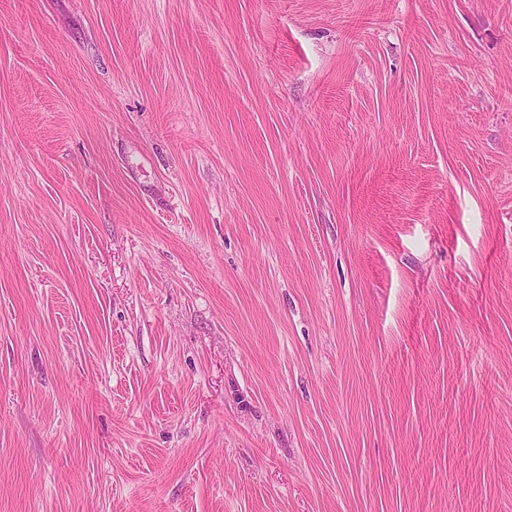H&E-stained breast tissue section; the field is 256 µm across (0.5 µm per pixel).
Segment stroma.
Here are the masks:
<instances>
[{
	"mask_svg": "<svg viewBox=\"0 0 512 512\" xmlns=\"http://www.w3.org/2000/svg\"><path fill=\"white\" fill-rule=\"evenodd\" d=\"M0 512H512V0H0Z\"/></svg>",
	"mask_w": 512,
	"mask_h": 512,
	"instance_id": "35a3bbf8",
	"label": "stroma"
}]
</instances>
